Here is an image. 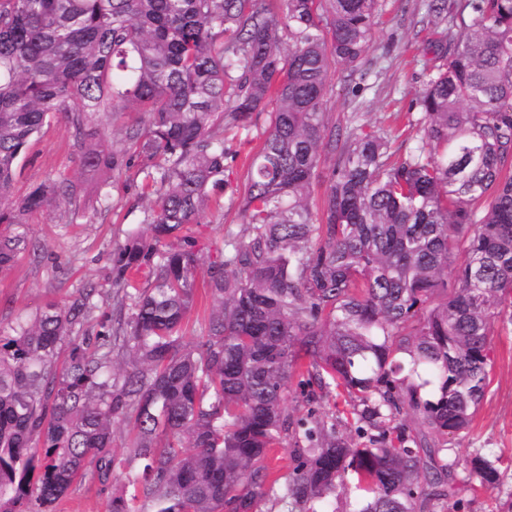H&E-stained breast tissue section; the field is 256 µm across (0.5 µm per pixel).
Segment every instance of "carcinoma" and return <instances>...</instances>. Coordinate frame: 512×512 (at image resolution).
Wrapping results in <instances>:
<instances>
[{"label":"carcinoma","mask_w":512,"mask_h":512,"mask_svg":"<svg viewBox=\"0 0 512 512\" xmlns=\"http://www.w3.org/2000/svg\"><path fill=\"white\" fill-rule=\"evenodd\" d=\"M281 4L0 0V273L31 243L25 215L75 198L62 180L12 199L51 114L97 171L126 151L85 148L88 115L144 113L126 140L156 195L146 230L117 249V325L89 328V288L0 328V512H51L91 464L101 485L122 483L108 512H265L271 499L317 512L350 475L362 495L346 512H433L456 495L448 436L484 395L495 323L512 325V0H425L448 21L443 63L415 100L421 144L400 157L325 112L330 65L361 72L378 0ZM269 106L247 156V235L227 233L210 264L208 331L190 342L199 256L184 230L224 183V132ZM144 266L147 288L132 277ZM294 377L302 416L288 412ZM338 388L355 397L350 437L317 410ZM118 424L135 433L134 468L112 453ZM277 449L294 462L283 478L267 463ZM470 472L499 483L484 455Z\"/></svg>","instance_id":"1"}]
</instances>
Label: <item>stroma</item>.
<instances>
[{
    "label": "stroma",
    "mask_w": 512,
    "mask_h": 512,
    "mask_svg": "<svg viewBox=\"0 0 512 512\" xmlns=\"http://www.w3.org/2000/svg\"><path fill=\"white\" fill-rule=\"evenodd\" d=\"M446 27V22L426 18L423 0H379L364 61L367 75L348 82L341 67L332 66L325 105L329 119L341 124L356 119L364 129L384 133L400 153L416 147L422 132L413 102L425 87L427 66L436 63L432 43ZM267 123L263 114L250 131L226 133L234 155L226 163V184L212 189L204 223L191 227L201 261L195 304L184 321L187 340H197L206 331L211 300L204 283L209 264L223 254L227 232H244L243 162L261 146ZM148 173L137 154L122 168L83 172L66 118H50L21 157L13 198L23 200L40 183L69 179L77 186V200L27 214L32 245L0 274V327L20 316H34L49 304H67L88 287L97 290L95 322L117 318L112 256L128 232L144 224L152 204L146 192ZM491 359L488 385L471 426L448 439V458L455 463L461 492L438 504L435 512H512V326H495ZM478 453L496 460L499 485L472 489L468 460ZM110 496V489L89 475L72 485L54 512H107Z\"/></svg>",
    "instance_id": "1"
}]
</instances>
